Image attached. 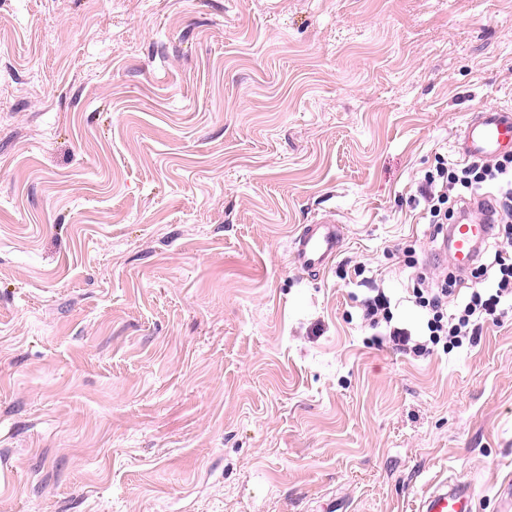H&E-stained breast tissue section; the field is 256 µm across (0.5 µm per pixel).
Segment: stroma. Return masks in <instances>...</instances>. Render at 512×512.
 <instances>
[{
    "label": "stroma",
    "mask_w": 512,
    "mask_h": 512,
    "mask_svg": "<svg viewBox=\"0 0 512 512\" xmlns=\"http://www.w3.org/2000/svg\"><path fill=\"white\" fill-rule=\"evenodd\" d=\"M512 0H0V512H500L512 319L421 356L422 178ZM334 218L327 269L287 254ZM417 512H473L472 495L468 488L444 482L423 496Z\"/></svg>",
    "instance_id": "stroma-1"
}]
</instances>
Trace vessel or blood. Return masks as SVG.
<instances>
[{
    "label": "vessel or blood",
    "instance_id": "1",
    "mask_svg": "<svg viewBox=\"0 0 512 512\" xmlns=\"http://www.w3.org/2000/svg\"><path fill=\"white\" fill-rule=\"evenodd\" d=\"M457 150L463 158L489 160L512 153V113L497 109L468 117L459 133ZM491 216L449 228L448 250L457 268H469L478 258L476 247L492 235ZM342 227L336 220H321L303 226L292 242L291 260L302 271H324L336 256ZM417 512H473L468 488L456 483L434 487L418 503Z\"/></svg>",
    "mask_w": 512,
    "mask_h": 512
}]
</instances>
